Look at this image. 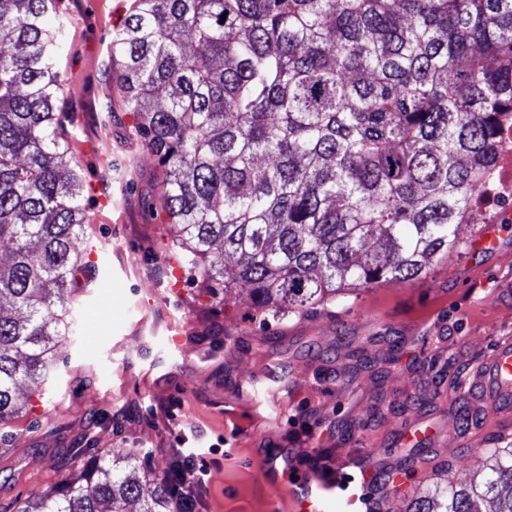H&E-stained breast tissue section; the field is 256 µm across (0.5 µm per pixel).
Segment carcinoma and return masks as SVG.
I'll use <instances>...</instances> for the list:
<instances>
[{
	"label": "carcinoma",
	"instance_id": "1",
	"mask_svg": "<svg viewBox=\"0 0 512 512\" xmlns=\"http://www.w3.org/2000/svg\"><path fill=\"white\" fill-rule=\"evenodd\" d=\"M54 0H0V424L40 392L87 271L58 135ZM226 19H221V16ZM183 268L278 320L427 274L512 123V0H136L110 43ZM406 512H512V447ZM169 512L120 456L16 512Z\"/></svg>",
	"mask_w": 512,
	"mask_h": 512
}]
</instances>
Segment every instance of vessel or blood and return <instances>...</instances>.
I'll return each mask as SVG.
<instances>
[{
  "mask_svg": "<svg viewBox=\"0 0 512 512\" xmlns=\"http://www.w3.org/2000/svg\"><path fill=\"white\" fill-rule=\"evenodd\" d=\"M489 415L498 418L512 416V341L503 340L487 356L469 385ZM325 484L313 480L295 491L292 498L296 512H325Z\"/></svg>",
  "mask_w": 512,
  "mask_h": 512,
  "instance_id": "obj_1",
  "label": "vessel or blood"
}]
</instances>
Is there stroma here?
I'll list each match as a JSON object with an SVG mask.
<instances>
[{
  "label": "stroma",
  "mask_w": 512,
  "mask_h": 512,
  "mask_svg": "<svg viewBox=\"0 0 512 512\" xmlns=\"http://www.w3.org/2000/svg\"><path fill=\"white\" fill-rule=\"evenodd\" d=\"M132 3L56 6L57 109L86 182L77 246L94 245L97 260L67 293L77 333L40 398L0 429V512L108 453L159 475L174 454L203 449L199 512H291L290 488L328 473L335 512H405L469 477L512 442V420L482 419L466 396L512 338V210L498 211V252H451L425 276L312 314L264 321L248 291L211 297L176 260L162 170L108 60ZM274 456L291 481L265 467ZM366 457L418 468L382 490L360 480Z\"/></svg>",
  "instance_id": "obj_1"
}]
</instances>
